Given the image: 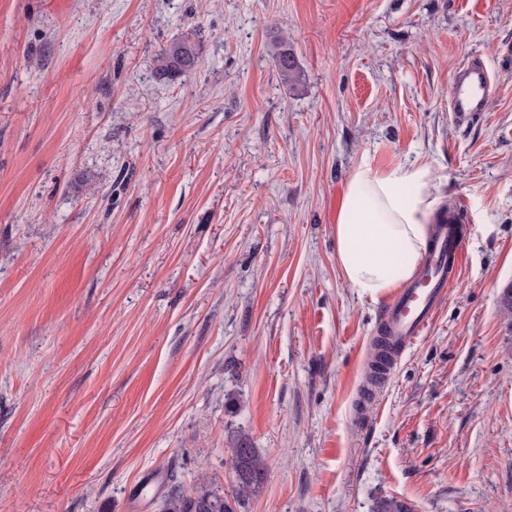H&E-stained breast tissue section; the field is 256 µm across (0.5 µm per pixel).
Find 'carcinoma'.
<instances>
[{
	"instance_id": "1",
	"label": "carcinoma",
	"mask_w": 512,
	"mask_h": 512,
	"mask_svg": "<svg viewBox=\"0 0 512 512\" xmlns=\"http://www.w3.org/2000/svg\"><path fill=\"white\" fill-rule=\"evenodd\" d=\"M269 51L281 79L290 86L300 81L298 60L282 35L270 41ZM201 61L200 44L183 36L173 39L159 53L154 76L172 80L196 68ZM230 470L233 485L227 493L201 479L193 493L173 491L165 496L162 512H247L250 500L259 491L267 472L266 461L242 439L231 449ZM374 512H411L410 507L394 497L376 503Z\"/></svg>"
}]
</instances>
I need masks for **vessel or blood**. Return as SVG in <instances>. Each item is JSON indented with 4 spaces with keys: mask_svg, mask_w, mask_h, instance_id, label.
I'll return each instance as SVG.
<instances>
[{
    "mask_svg": "<svg viewBox=\"0 0 512 512\" xmlns=\"http://www.w3.org/2000/svg\"><path fill=\"white\" fill-rule=\"evenodd\" d=\"M493 89V78L482 61L474 59L460 67L449 100L453 123L463 127L478 120L487 110ZM459 215V210H452L438 224L433 244L414 280L385 307L381 334L388 354L404 350L432 325L447 300L449 286L459 280L467 246Z\"/></svg>",
    "mask_w": 512,
    "mask_h": 512,
    "instance_id": "vessel-or-blood-1",
    "label": "vessel or blood"
}]
</instances>
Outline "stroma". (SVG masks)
I'll list each match as a JSON object with an SVG mask.
<instances>
[{
  "label": "stroma",
  "instance_id": "35a3bbf8",
  "mask_svg": "<svg viewBox=\"0 0 512 512\" xmlns=\"http://www.w3.org/2000/svg\"><path fill=\"white\" fill-rule=\"evenodd\" d=\"M186 33L199 66L156 80ZM363 161L433 164L467 232L376 385L386 299L336 244ZM511 285L512 0H0V512H160L229 490L240 437L248 512H512ZM269 51L281 79L289 86H296L300 81V67L288 39L283 35L274 37L270 41ZM494 81L487 66L471 60L458 69L450 93L449 109L453 123L468 126L487 110ZM247 440L241 439L231 448L230 470L233 485L229 493L215 489L201 478L194 492L184 495L171 491L165 496L162 512H247L250 500L259 491L267 472L266 461L255 448H248Z\"/></svg>",
  "mask_w": 512,
  "mask_h": 512
}]
</instances>
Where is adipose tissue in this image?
Here are the masks:
<instances>
[{"label": "adipose tissue", "mask_w": 512, "mask_h": 512, "mask_svg": "<svg viewBox=\"0 0 512 512\" xmlns=\"http://www.w3.org/2000/svg\"><path fill=\"white\" fill-rule=\"evenodd\" d=\"M440 205L430 163L380 171L360 163L336 220L338 262L350 287L375 298L410 279L429 248Z\"/></svg>", "instance_id": "1"}]
</instances>
